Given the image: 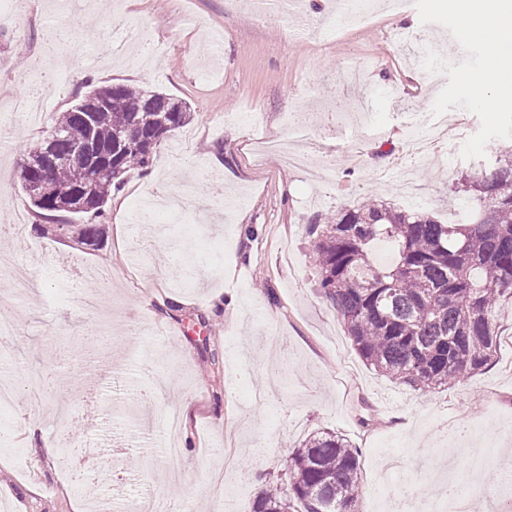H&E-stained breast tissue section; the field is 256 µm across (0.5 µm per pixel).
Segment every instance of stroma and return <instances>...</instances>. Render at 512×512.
I'll use <instances>...</instances> for the list:
<instances>
[{"mask_svg":"<svg viewBox=\"0 0 512 512\" xmlns=\"http://www.w3.org/2000/svg\"><path fill=\"white\" fill-rule=\"evenodd\" d=\"M347 2L269 0L262 16L244 0H12L0 10V126L13 131L0 144V225L27 219L25 242H2L0 254L39 284L31 299L0 301L15 354L0 363L15 390L0 512H105L133 496L169 512H249L261 489L286 481L293 448L321 431L360 450L354 512L437 501L451 468L476 471L481 512L512 506L500 480L512 472V299L499 303L489 366L414 391L360 358L318 286L310 232L368 197L465 221L452 186L512 132V68L478 104L464 78L485 71L487 42L458 26L448 0H413L400 24L371 0L372 21L341 31ZM118 17L139 35L138 64L102 55ZM78 65L97 83L192 106L149 167L113 191L96 250L47 230L20 180L25 145L83 92L69 77ZM33 89L49 107L28 123L13 103ZM430 111L468 114L470 125L462 141L414 153V124ZM292 114L310 139L293 137ZM263 139L288 142L305 167L261 152ZM157 193L183 196L186 208L138 235L128 213ZM214 290L233 309L208 310ZM39 376L52 396H29ZM187 398L197 410L185 417ZM452 421L477 426L468 450L449 442Z\"/></svg>","mask_w":512,"mask_h":512,"instance_id":"obj_1","label":"stroma"}]
</instances>
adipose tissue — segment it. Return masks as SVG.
Segmentation results:
<instances>
[{
  "label": "adipose tissue",
  "mask_w": 512,
  "mask_h": 512,
  "mask_svg": "<svg viewBox=\"0 0 512 512\" xmlns=\"http://www.w3.org/2000/svg\"><path fill=\"white\" fill-rule=\"evenodd\" d=\"M465 28L484 34L488 39L489 62L481 77L470 78L476 98H484L505 65L512 63V0H496L486 7H459L457 0H448Z\"/></svg>",
  "instance_id": "adipose-tissue-1"
}]
</instances>
